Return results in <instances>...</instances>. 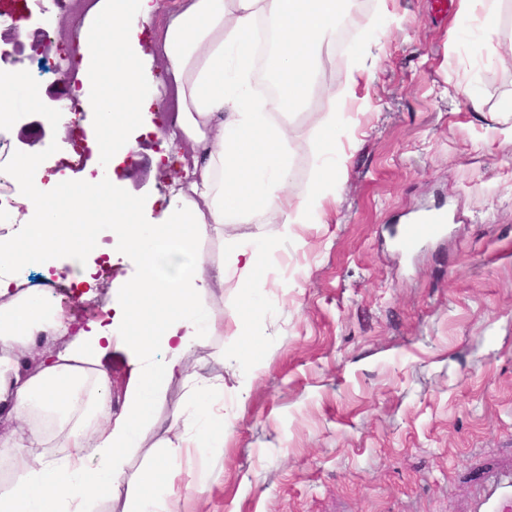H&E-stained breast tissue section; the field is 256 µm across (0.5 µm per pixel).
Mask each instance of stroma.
<instances>
[{"mask_svg":"<svg viewBox=\"0 0 512 512\" xmlns=\"http://www.w3.org/2000/svg\"><path fill=\"white\" fill-rule=\"evenodd\" d=\"M45 7L0 0V37L43 40L46 59L27 48L15 67L47 105L63 84L40 66L65 46L48 34ZM134 36L152 105L131 133L134 164L114 189L139 201L141 223L156 224L184 185L183 153L149 130L167 116L160 37L141 21ZM487 40L512 41V0L494 32L480 13L459 15L458 0H363L345 46L322 52L321 90L298 119L288 193L307 197L323 165L315 120L331 107L328 91L349 72H368L336 136L345 174L321 223L295 225L261 266L266 304L246 335L217 334L184 357L188 372L223 378L227 429L223 447L192 448L174 463L180 512H472L486 481L512 471V63L487 58ZM471 95L482 111H471ZM6 135L16 152L35 148L49 174L68 142L32 110ZM435 205L448 212L447 235L398 247L392 229ZM278 231L228 224L197 252L215 266L223 237ZM137 274L135 257L122 255L94 297L56 302L73 316L99 310ZM256 338L263 367L251 372ZM107 363L118 413L134 366L123 332ZM186 403L174 379L95 512H125L139 471L171 436L173 410Z\"/></svg>","mask_w":512,"mask_h":512,"instance_id":"35a3bbf8","label":"stroma"}]
</instances>
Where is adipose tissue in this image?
I'll return each instance as SVG.
<instances>
[{"label": "adipose tissue", "instance_id": "obj_1", "mask_svg": "<svg viewBox=\"0 0 512 512\" xmlns=\"http://www.w3.org/2000/svg\"><path fill=\"white\" fill-rule=\"evenodd\" d=\"M341 6L342 0H174L164 17L161 58L177 97L169 129L190 146L192 164L188 190L169 204L163 223L138 222L139 202L116 194L112 177L74 187L45 184L37 153L15 155L6 175L22 186L14 208L18 226L0 235V297L10 298L0 304V416L10 424L0 434V452L11 455L20 480L0 495V512H91L116 488L157 398L185 377L186 352L221 331L210 315L213 285L228 280L238 288L230 312L237 329L262 306L266 283L258 273L277 242L225 241L227 265L209 267L196 254L203 235L256 215L280 225L285 236L293 225L319 222L345 166L328 162L310 195L293 200L291 123L308 109L319 50L335 44ZM150 13L149 0H97L79 37L82 86L97 91L98 121L88 135L104 159L135 147L129 132L141 123L145 99L129 21ZM259 61L277 89L265 101L248 93ZM86 224L108 225L120 249L137 259L138 275L104 320L79 330L36 375L22 376L19 349L69 325L44 290L14 297L9 290L17 272L48 267L59 255L82 259ZM162 241L185 258L165 277L157 273L166 258L157 248ZM117 325L139 367L116 418L103 359ZM37 411L54 428L63 454L35 453ZM177 416L190 428L168 439L158 460L141 471L129 512H157L156 493L172 482L168 460L189 448L223 447V383L190 381L189 403Z\"/></svg>", "mask_w": 512, "mask_h": 512}]
</instances>
